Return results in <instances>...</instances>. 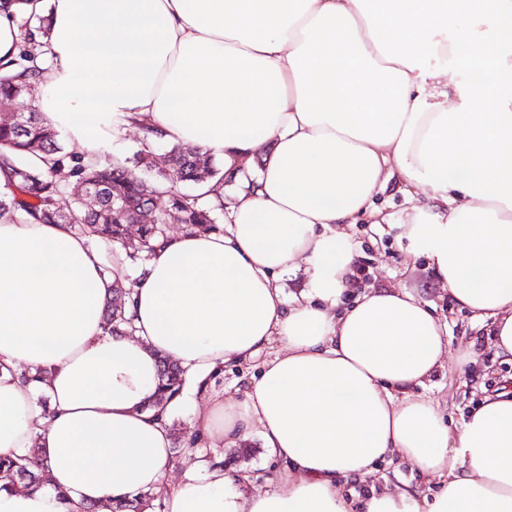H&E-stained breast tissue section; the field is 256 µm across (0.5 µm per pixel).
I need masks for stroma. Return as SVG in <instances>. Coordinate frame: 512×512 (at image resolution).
Returning <instances> with one entry per match:
<instances>
[{
	"label": "stroma",
	"mask_w": 512,
	"mask_h": 512,
	"mask_svg": "<svg viewBox=\"0 0 512 512\" xmlns=\"http://www.w3.org/2000/svg\"><path fill=\"white\" fill-rule=\"evenodd\" d=\"M374 204L381 210L383 222L377 224L365 216L348 228L356 247L354 263L361 269L354 291L359 294L373 287L411 292L429 302L446 322L450 362L418 392L439 404L446 423L460 425L484 392L512 380V364L495 360L484 326L472 312L454 304L442 289L430 260L422 256L410 261L405 224L415 202L405 195L398 181L390 180L376 195ZM472 350L481 357V369L458 371L456 361ZM249 444L245 452L236 445L222 450L225 467L244 476L248 491L265 487L268 477L280 466L279 460L263 448L259 436L250 437Z\"/></svg>",
	"instance_id": "35a3bbf8"
}]
</instances>
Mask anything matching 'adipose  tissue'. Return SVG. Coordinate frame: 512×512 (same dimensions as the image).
<instances>
[{"instance_id": "obj_1", "label": "adipose tissue", "mask_w": 512, "mask_h": 512, "mask_svg": "<svg viewBox=\"0 0 512 512\" xmlns=\"http://www.w3.org/2000/svg\"><path fill=\"white\" fill-rule=\"evenodd\" d=\"M23 11L48 17L33 106L53 126L96 151L114 122L148 123L221 156L236 191L227 232L155 246L124 335L104 320L123 270L105 274L71 225L0 220V457L48 465L34 490L0 479V512H112L137 492L160 493L162 512H512V389L449 428L412 393L447 350L427 303L389 289L343 300L344 228L398 178L425 196L412 258L431 259L512 363V0H0L1 60ZM273 344L243 402L210 387ZM163 356L206 393L196 447L256 434L282 460L265 490L203 457L201 476L164 484ZM393 457L440 491L342 494Z\"/></svg>"}]
</instances>
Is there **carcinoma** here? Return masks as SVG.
I'll return each instance as SVG.
<instances>
[{
    "label": "carcinoma",
    "mask_w": 512,
    "mask_h": 512,
    "mask_svg": "<svg viewBox=\"0 0 512 512\" xmlns=\"http://www.w3.org/2000/svg\"><path fill=\"white\" fill-rule=\"evenodd\" d=\"M33 32L20 34L18 52L13 61L0 65V100L17 99L24 104L26 95L38 88L43 71L35 64L29 50ZM62 132L52 126L41 113L24 110L21 126L0 125V169L7 179L6 192H0V218L6 222L24 224H73L90 240L112 246V265L126 257L132 261L140 253L153 249V242L166 237V227L176 220L187 231L212 232L219 230L216 213L224 211L220 195L208 199L210 192L203 185L219 174L212 155L196 147L174 145L168 152L170 172H158L157 184L149 183L143 170L155 167L147 139L133 166L120 158H101L88 153L72 155L61 145ZM44 154L52 157L45 168L32 165L29 158ZM85 183L98 194V204L89 209L80 201L67 215L59 209V199ZM186 182L194 183L200 192L187 194L181 190ZM155 208L156 222L141 227L139 240L131 242L126 236V224L143 207ZM131 290L116 282L106 312V325L111 333L131 327L126 315V303ZM159 396L170 400L180 395L184 371L177 364L160 361ZM0 476L21 489L37 487L42 472L34 470L24 458H0ZM149 494L138 493L124 504L112 507V512H143Z\"/></svg>",
    "instance_id": "carcinoma-1"
}]
</instances>
